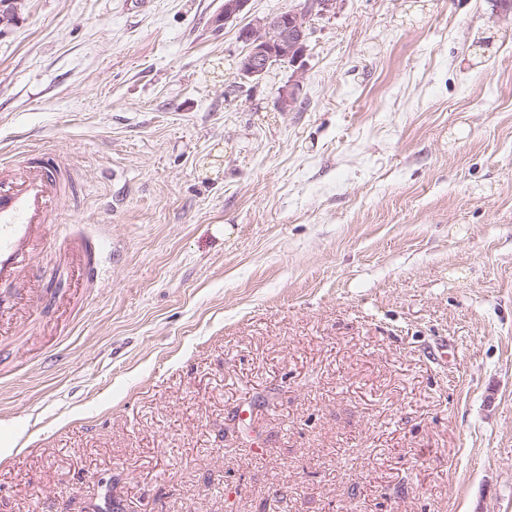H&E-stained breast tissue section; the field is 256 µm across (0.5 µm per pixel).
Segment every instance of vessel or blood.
<instances>
[{
	"instance_id": "1",
	"label": "vessel or blood",
	"mask_w": 512,
	"mask_h": 512,
	"mask_svg": "<svg viewBox=\"0 0 512 512\" xmlns=\"http://www.w3.org/2000/svg\"><path fill=\"white\" fill-rule=\"evenodd\" d=\"M78 191L74 174L53 154L44 152L20 163L0 162V284L31 264L61 203ZM104 247L101 236L73 238L77 280L88 286L99 281L106 259Z\"/></svg>"
}]
</instances>
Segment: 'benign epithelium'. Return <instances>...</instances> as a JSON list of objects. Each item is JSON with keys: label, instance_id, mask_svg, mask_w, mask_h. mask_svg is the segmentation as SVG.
I'll return each instance as SVG.
<instances>
[{"label": "benign epithelium", "instance_id": "1", "mask_svg": "<svg viewBox=\"0 0 512 512\" xmlns=\"http://www.w3.org/2000/svg\"><path fill=\"white\" fill-rule=\"evenodd\" d=\"M249 0H224L216 22H229L237 18L246 8ZM337 0H304L302 6L288 14H275L256 19L244 26L243 41L246 51L239 61L240 73L249 78H261L270 63L277 60L294 68L293 83L281 90L283 108L290 109L297 102L296 90L302 79L298 68L307 50L308 30L313 17L324 16L336 5Z\"/></svg>", "mask_w": 512, "mask_h": 512}]
</instances>
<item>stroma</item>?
<instances>
[{"label": "stroma", "mask_w": 512, "mask_h": 512, "mask_svg": "<svg viewBox=\"0 0 512 512\" xmlns=\"http://www.w3.org/2000/svg\"><path fill=\"white\" fill-rule=\"evenodd\" d=\"M223 2L0 26V160L83 184L0 342V512H512V16L337 0L285 111L239 31L302 0ZM105 238L78 235L71 240L78 261V266L71 272L77 281H82L86 286L96 284L102 275L104 261L108 255L104 252Z\"/></svg>", "instance_id": "1"}]
</instances>
